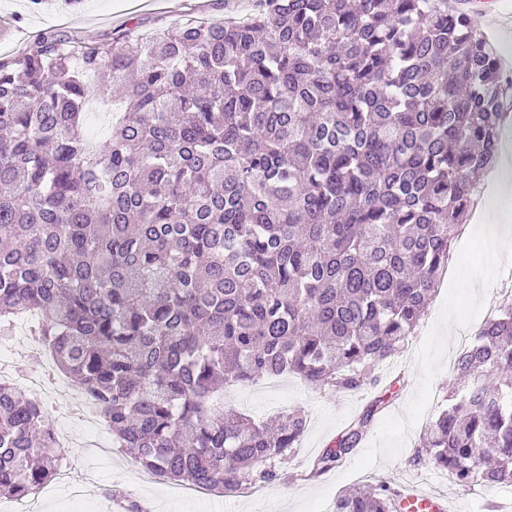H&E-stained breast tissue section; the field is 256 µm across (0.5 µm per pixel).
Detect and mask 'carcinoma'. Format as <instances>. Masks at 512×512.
<instances>
[{
    "mask_svg": "<svg viewBox=\"0 0 512 512\" xmlns=\"http://www.w3.org/2000/svg\"><path fill=\"white\" fill-rule=\"evenodd\" d=\"M511 85L448 0H254L153 36H46L0 62V326L41 313L56 368L150 475L224 495L276 481L307 415L271 428L224 409V390L380 383L478 203ZM114 87L99 144L86 106ZM457 371L422 450L460 487L512 485V298ZM59 466L38 402L1 382L0 496L36 493ZM399 498L380 482L334 512Z\"/></svg>",
    "mask_w": 512,
    "mask_h": 512,
    "instance_id": "carcinoma-1",
    "label": "carcinoma"
}]
</instances>
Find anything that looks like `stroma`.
<instances>
[{"label":"stroma","mask_w":512,"mask_h":512,"mask_svg":"<svg viewBox=\"0 0 512 512\" xmlns=\"http://www.w3.org/2000/svg\"><path fill=\"white\" fill-rule=\"evenodd\" d=\"M250 7V0H0V61L21 58L44 35L109 41L134 24L150 34L190 18L220 21L227 10L243 14ZM485 9L482 27L512 75V37L503 35L504 30H512V0H487ZM451 263L408 345L380 369L381 386L338 392L315 389L296 376L282 375L238 388L236 399L225 401V408L260 421L273 420L282 410L305 412L307 431L283 464L281 479L232 496L190 494L178 483L154 478L125 455L101 462L89 447L93 421L58 417L54 428L77 442L76 447L60 452L62 463L96 472L89 497L101 503L104 512H124L107 497L110 489L131 495L144 512H333L339 495L371 477L397 489L411 481L440 490L466 512H484L489 501L512 502V486L463 489L427 458L416 455L425 429L448 404L463 336L472 335L474 326L481 324L500 290H512V281L503 276L505 263L487 266L484 249L475 245L473 237L457 240ZM28 325V320L19 321L13 340L0 343L5 355L18 349L23 352L26 376L17 375L10 365L0 371V379L21 387L27 375H43L51 368L30 348ZM378 397L384 404L359 446L337 467L305 479V471L322 448Z\"/></svg>","instance_id":"35a3bbf8"}]
</instances>
